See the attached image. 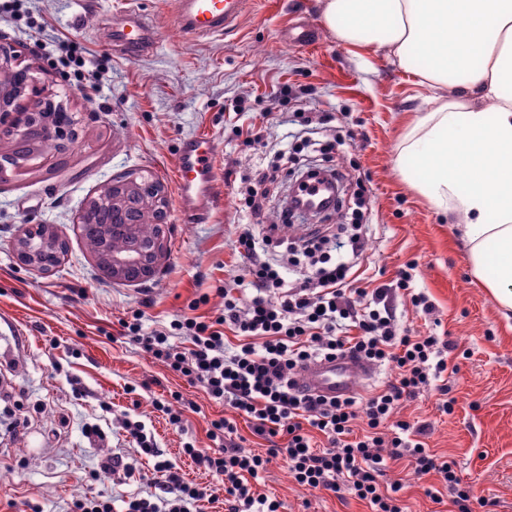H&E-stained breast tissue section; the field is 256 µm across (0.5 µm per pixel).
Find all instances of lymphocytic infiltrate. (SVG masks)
Returning a JSON list of instances; mask_svg holds the SVG:
<instances>
[{
	"mask_svg": "<svg viewBox=\"0 0 512 512\" xmlns=\"http://www.w3.org/2000/svg\"><path fill=\"white\" fill-rule=\"evenodd\" d=\"M244 272L224 286V311L205 320L177 319L168 328L143 334L141 312L123 326L152 358L188 380L202 384L210 398L235 415L211 423L212 448L186 444L185 454L224 479L226 512H279L280 503L255 493L275 458H282L291 479L309 490L344 498L352 495L369 512H403L400 483H385L389 462L406 460L417 475L436 474L440 487L428 486L434 503L449 501L454 512H474L475 496L456 461L441 460L427 447L428 424L396 418L403 402L429 389L440 393L437 409L454 411L448 366L456 342L435 333L421 335L400 325L389 297L409 293L414 307L429 312L423 293L410 290L412 275L400 270L391 288L360 287L365 258L361 233L338 225L335 234L315 230L301 243H287L292 256H303L312 269L303 285L293 287L279 265L262 258L258 244L272 235L242 232L237 240ZM255 290L241 304L236 289ZM186 345L174 344V337ZM348 356L368 365L389 366L393 377L369 395L329 399L300 392L294 375L313 359ZM269 440L265 454L245 452L238 443V420ZM154 490L132 497L126 512H190L207 488L184 482L167 461L157 462Z\"/></svg>",
	"mask_w": 512,
	"mask_h": 512,
	"instance_id": "lymphocytic-infiltrate-1",
	"label": "lymphocytic infiltrate"
}]
</instances>
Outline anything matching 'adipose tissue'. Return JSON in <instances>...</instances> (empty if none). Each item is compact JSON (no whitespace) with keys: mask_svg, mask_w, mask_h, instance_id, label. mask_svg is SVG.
Masks as SVG:
<instances>
[{"mask_svg":"<svg viewBox=\"0 0 512 512\" xmlns=\"http://www.w3.org/2000/svg\"><path fill=\"white\" fill-rule=\"evenodd\" d=\"M322 20L431 89L395 167L464 217L474 276L512 309V0H323Z\"/></svg>","mask_w":512,"mask_h":512,"instance_id":"adipose-tissue-1","label":"adipose tissue"}]
</instances>
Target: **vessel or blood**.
<instances>
[{"instance_id":"1","label":"vessel or blood","mask_w":512,"mask_h":512,"mask_svg":"<svg viewBox=\"0 0 512 512\" xmlns=\"http://www.w3.org/2000/svg\"><path fill=\"white\" fill-rule=\"evenodd\" d=\"M247 0H180L178 26L187 33L208 36L228 30L246 11ZM121 26L112 30V39L140 55L155 41L152 25L135 9L127 8ZM292 46L308 47L315 42L313 27L298 22L283 34ZM176 185L181 211L200 218L209 213L215 203V143L210 136L197 135L181 140L176 154ZM365 365L348 357L319 359L306 363L297 376L300 389L329 398L348 396L356 392L359 376L367 375Z\"/></svg>"}]
</instances>
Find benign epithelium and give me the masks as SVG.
Segmentation results:
<instances>
[{
	"label": "benign epithelium",
	"mask_w": 512,
	"mask_h": 512,
	"mask_svg": "<svg viewBox=\"0 0 512 512\" xmlns=\"http://www.w3.org/2000/svg\"><path fill=\"white\" fill-rule=\"evenodd\" d=\"M36 78L28 66L21 65L19 50L0 41V140H25L35 137L52 142L56 151L69 149L77 140L76 115L61 102L46 98L34 101ZM110 205L116 211H131L142 223L158 224L155 233L130 245L123 241L96 251L102 277L133 285L154 277L166 253L165 187L142 172H130L105 186L88 199L84 208ZM17 260L33 270L47 273L64 255V240L49 224H25L15 241Z\"/></svg>",
	"instance_id": "benign-epithelium-1"
}]
</instances>
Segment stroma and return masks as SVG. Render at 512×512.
Segmentation results:
<instances>
[{
	"mask_svg": "<svg viewBox=\"0 0 512 512\" xmlns=\"http://www.w3.org/2000/svg\"><path fill=\"white\" fill-rule=\"evenodd\" d=\"M135 7L158 33L152 51L126 55L112 42V25ZM178 0H22L0 10V37L21 46L46 93L72 92L65 102L80 120L68 153L46 151L37 167L8 170L0 179V410L11 411L16 430L0 426V512H71L75 499L111 500L124 512L129 498L145 494L156 459L174 465L186 481L213 487L196 512H224L219 477L185 455L184 443L209 447L208 431L224 406L124 336L121 322L142 311L144 332L189 315L201 295L204 316L224 308V283L241 274L236 240L244 227L262 234L278 223V203L301 173L317 166L345 173V192L327 215L294 217L281 236L299 238L309 227L349 224L364 214L366 275L372 287L392 284L399 268L415 262L412 286L434 306L415 313L408 297L393 304L404 327L449 333L468 351L451 380L453 415L436 410L437 393L405 403L399 414L430 423L427 444L454 459L476 496L480 512H512V312L499 307L473 278L461 215L438 210L412 190L394 167L400 141L425 106L428 88L393 65L386 54L356 50L322 26V0H249L233 32L198 36L179 30ZM318 27L311 47L283 42L282 32L300 19ZM73 45L86 69L98 70L100 89L78 86L62 65V43ZM287 97H280V89ZM244 100L246 111L233 110ZM262 140L243 146L235 127L262 113ZM206 134L216 147V205L197 222L179 209L174 180L181 139ZM144 170L165 186L167 254L158 273L136 284L102 279L97 258L76 229L83 203L105 183ZM277 181L258 223H250L243 193L259 172ZM365 204L356 207L354 193ZM45 223L68 243L53 272L21 265L11 248L23 225ZM178 393L182 429L170 426L153 402ZM141 422L159 457L130 448L125 422ZM98 436L89 437L88 428ZM111 454L122 455L131 477L102 476ZM401 481L406 512H446L426 498L432 476ZM257 493L280 500L281 512H367L355 498L339 500L293 484L274 459Z\"/></svg>",
	"mask_w": 512,
	"mask_h": 512,
	"instance_id": "1",
	"label": "stroma"
}]
</instances>
